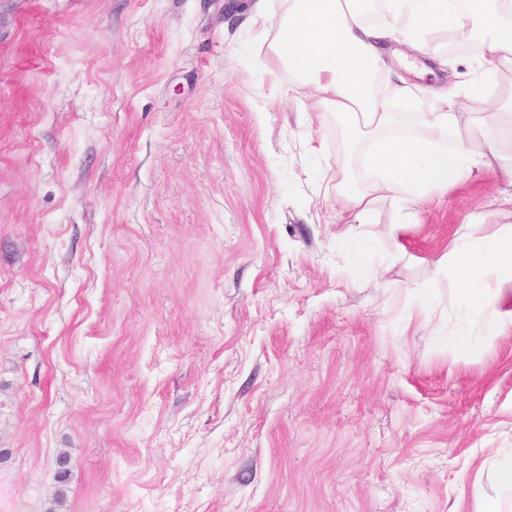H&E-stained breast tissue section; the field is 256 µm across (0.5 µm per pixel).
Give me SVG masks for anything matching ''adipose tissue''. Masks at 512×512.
Instances as JSON below:
<instances>
[{"instance_id":"1","label":"adipose tissue","mask_w":512,"mask_h":512,"mask_svg":"<svg viewBox=\"0 0 512 512\" xmlns=\"http://www.w3.org/2000/svg\"><path fill=\"white\" fill-rule=\"evenodd\" d=\"M368 0H286L285 12L270 44L272 59L287 69L293 90L306 96L313 112L333 115L352 149L362 154L374 177L363 187L347 178L337 184L338 198L353 211L356 224L370 223L377 193L399 200L400 215L388 233L400 237L418 223L423 206L447 195L470 166L488 163L474 153L460 130L468 108L459 80L424 90L392 59L430 51L441 67L449 63L439 44H427L440 31L472 32L480 41L481 65L497 70L512 59V0H381L382 16L367 15ZM412 104L416 126L391 134L399 121V103ZM512 278V228L493 236L462 241L445 255L437 272L452 274L464 298L494 321H512L483 286L487 266Z\"/></svg>"}]
</instances>
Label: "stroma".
I'll return each instance as SVG.
<instances>
[{"label":"stroma","instance_id":"stroma-1","mask_svg":"<svg viewBox=\"0 0 512 512\" xmlns=\"http://www.w3.org/2000/svg\"><path fill=\"white\" fill-rule=\"evenodd\" d=\"M224 5L0 0V512H512V324L434 273L512 185L349 225L368 171ZM434 39L481 136L512 64Z\"/></svg>","mask_w":512,"mask_h":512}]
</instances>
